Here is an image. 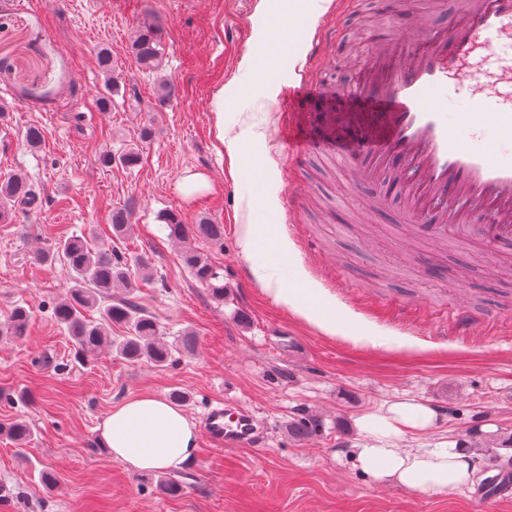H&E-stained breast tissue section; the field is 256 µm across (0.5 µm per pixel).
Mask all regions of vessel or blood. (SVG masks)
<instances>
[{"label":"vessel or blood","instance_id":"vessel-or-blood-1","mask_svg":"<svg viewBox=\"0 0 512 512\" xmlns=\"http://www.w3.org/2000/svg\"><path fill=\"white\" fill-rule=\"evenodd\" d=\"M356 0H336V13L316 32L299 79L282 92L290 111L281 137L293 155L317 143L340 160L353 189L375 186L374 201L399 199L411 234L437 243H483L512 257V0H459L442 24L395 28L377 48L366 80L349 93L319 84L314 72L329 57ZM328 102L321 129L297 111L300 99ZM350 102L353 134L336 131V106ZM485 319L457 311L438 335H472ZM205 438L223 448L265 444L254 413L234 401L210 405L202 416ZM480 504L512 499V475L497 472L475 489Z\"/></svg>","mask_w":512,"mask_h":512}]
</instances>
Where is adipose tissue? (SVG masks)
I'll return each instance as SVG.
<instances>
[{
  "instance_id": "1",
  "label": "adipose tissue",
  "mask_w": 512,
  "mask_h": 512,
  "mask_svg": "<svg viewBox=\"0 0 512 512\" xmlns=\"http://www.w3.org/2000/svg\"><path fill=\"white\" fill-rule=\"evenodd\" d=\"M263 291L278 305L333 335L339 329L336 309L319 288L294 270L295 287L272 279L266 268L253 265ZM439 414L413 399L394 401L366 414L358 426L367 443L352 452L357 467L377 483L394 484L416 493L444 494L472 483L473 453L458 442L431 448H400L395 441L406 434L421 435L435 428ZM198 429L176 404L144 393L115 405L102 420L100 438L113 458L136 471L179 468L197 450Z\"/></svg>"
}]
</instances>
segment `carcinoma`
<instances>
[{
  "instance_id": "carcinoma-1",
  "label": "carcinoma",
  "mask_w": 512,
  "mask_h": 512,
  "mask_svg": "<svg viewBox=\"0 0 512 512\" xmlns=\"http://www.w3.org/2000/svg\"><path fill=\"white\" fill-rule=\"evenodd\" d=\"M129 52L136 63L151 71L160 67L162 52L155 25L145 24L137 31ZM98 64L106 73V86L111 91L120 87L112 55L103 48L98 53ZM36 195L27 180L18 173L0 175V219L7 217L17 204H30ZM168 236L186 241L190 238H202L214 245L224 243V225L202 222L186 225L174 214L164 216ZM182 262L196 281L207 288L211 296L224 300V278L219 268L204 255L188 247L181 255ZM44 263L60 262L72 273V285L69 286L53 307L57 323L64 328L84 356L91 355L105 335V327L117 324L124 334L112 338V346L126 360L131 362L147 361L155 366H163L172 360L173 349L156 340L159 325L156 318L147 314L133 297L112 299V288L121 285L129 288L135 277L147 274L150 264L142 259L128 260L114 250L95 249L87 240L78 235L58 241L38 255ZM94 310L99 318H86L84 312ZM30 312L19 306L15 308L5 322L0 323V337L9 336L19 339L25 335L29 324ZM316 429L315 420L302 416L288 424V430L298 438H307Z\"/></svg>"
}]
</instances>
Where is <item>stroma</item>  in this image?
<instances>
[{
    "label": "stroma",
    "instance_id": "1",
    "mask_svg": "<svg viewBox=\"0 0 512 512\" xmlns=\"http://www.w3.org/2000/svg\"><path fill=\"white\" fill-rule=\"evenodd\" d=\"M305 0H0V173L22 174L39 199L14 208L0 222V319L16 306L31 313L26 336L0 338V487L9 491L0 512H512V501L482 506L467 487L441 495L408 493L372 483L351 450L365 443L358 419L382 405L415 399L442 417L433 431L400 439L468 442L479 429L476 454L484 468L512 472V278L492 251L464 240L425 244L410 239L395 212L368 217L373 188L351 193L342 169L309 150L293 168L278 141L288 119L278 106L284 86L298 76L292 50L277 30L300 16ZM439 23L452 0H362L361 11L331 54L319 80L355 88L380 34L415 10ZM145 23L157 25L163 58L158 70L136 64L129 45ZM108 46L133 92L104 94L97 63ZM254 55L255 71L243 59ZM175 98L160 104L163 82ZM224 93V124L238 135L249 162L230 175L215 146L214 98ZM45 131L39 148L23 133ZM151 137H144V129ZM136 147L137 165L104 166L105 153ZM199 174L208 186L181 189ZM268 208L253 205L261 187ZM301 209L286 220L284 199ZM129 215L130 232L115 238L112 213ZM181 223L208 220L224 227L223 246L191 245L224 270V298L215 300L180 260L162 214ZM265 232L259 259L274 277L290 271L275 247L272 224L295 250L307 280L344 312L346 329L379 336L399 330L389 309L420 305L407 337L413 350H388L331 337L266 297L241 254L237 227ZM96 247L148 259L149 278L134 299L175 346L171 363H131L110 347L82 357L54 320L52 308L71 281L61 264L36 260L37 249L71 235ZM496 309L499 323L456 343L436 339L437 323L454 309ZM192 337L193 351L179 350ZM186 394L182 407L200 420L207 406L228 398L252 410L265 437L262 448L217 449L199 439L193 458L178 469H128L98 443L107 412L142 393ZM320 427L298 440L288 423L299 413ZM26 422L34 430L21 445L7 433ZM55 488H47L43 474ZM177 483L178 492L164 489Z\"/></svg>",
    "mask_w": 512,
    "mask_h": 512
}]
</instances>
